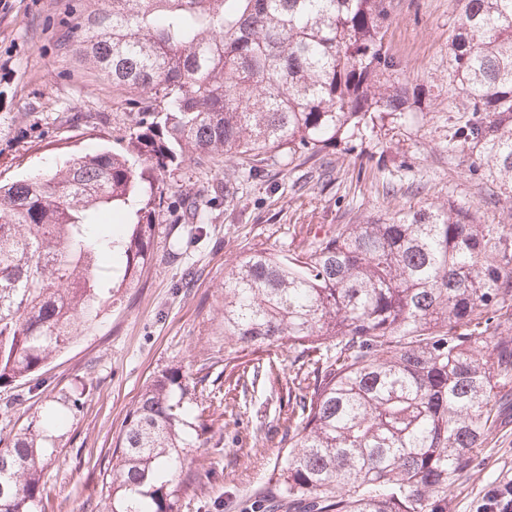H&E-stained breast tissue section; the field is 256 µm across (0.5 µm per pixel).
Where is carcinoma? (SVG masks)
I'll return each instance as SVG.
<instances>
[{"instance_id":"carcinoma-1","label":"carcinoma","mask_w":512,"mask_h":512,"mask_svg":"<svg viewBox=\"0 0 512 512\" xmlns=\"http://www.w3.org/2000/svg\"><path fill=\"white\" fill-rule=\"evenodd\" d=\"M449 77L473 118L449 141L483 150L512 194V0H455ZM391 0H104L75 53L142 95L123 153L76 154L0 183V385L28 380L88 335L119 256L148 264L161 170L218 155L308 162L409 112L422 92L388 52ZM224 343L302 348L276 462L288 512H448L501 421L512 383V239L452 205L340 224L307 250L245 256L224 276ZM49 398L0 449V512H38L63 413ZM183 375L158 374L128 415L109 512H178L193 489Z\"/></svg>"}]
</instances>
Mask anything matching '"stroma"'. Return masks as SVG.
Listing matches in <instances>:
<instances>
[{
  "label": "stroma",
  "mask_w": 512,
  "mask_h": 512,
  "mask_svg": "<svg viewBox=\"0 0 512 512\" xmlns=\"http://www.w3.org/2000/svg\"><path fill=\"white\" fill-rule=\"evenodd\" d=\"M101 0H0V180L49 173L77 153L122 151L135 124L131 94L90 71L65 42ZM388 46L423 92L420 107L300 166L262 154L169 166L154 217L150 260L138 284L112 268V296L90 335L37 374L48 393L86 380L82 406L58 439L42 512H102L115 441L150 378L181 368L189 408L212 426L186 449L195 494L179 512H282L274 464L288 450L289 394L307 365L299 348L275 357L224 342V274L247 254H293L339 224H358L426 204L454 202L480 224L512 232V199L487 177L478 150L448 143L457 119L449 85L454 0H392ZM366 170H359V163ZM259 177H250V170ZM238 186L224 195L225 182ZM208 220L193 219L192 204ZM25 381L0 386V441L40 405ZM512 489V417L490 434L455 483L448 512H481Z\"/></svg>",
  "instance_id": "obj_1"
}]
</instances>
